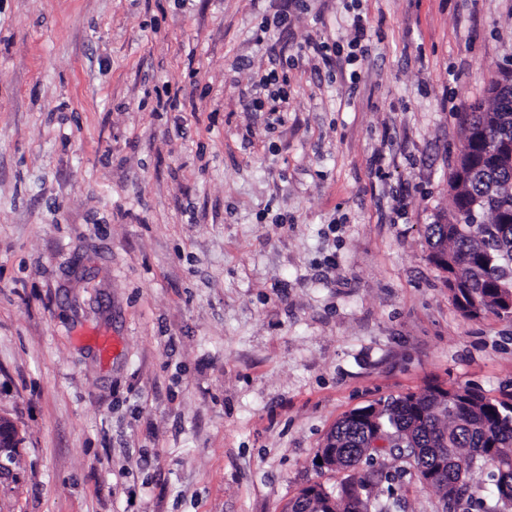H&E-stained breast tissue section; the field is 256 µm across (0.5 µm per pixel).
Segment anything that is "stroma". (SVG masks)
<instances>
[{"instance_id":"stroma-1","label":"stroma","mask_w":512,"mask_h":512,"mask_svg":"<svg viewBox=\"0 0 512 512\" xmlns=\"http://www.w3.org/2000/svg\"><path fill=\"white\" fill-rule=\"evenodd\" d=\"M510 62L512 0H0V512H283L353 409L512 398L425 241ZM19 445L18 431L16 426L7 418L0 416V476L12 470V464L4 458L5 448H15Z\"/></svg>"}]
</instances>
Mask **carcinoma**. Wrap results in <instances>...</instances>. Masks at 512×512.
Here are the masks:
<instances>
[{
    "instance_id": "cac0c4a2",
    "label": "carcinoma",
    "mask_w": 512,
    "mask_h": 512,
    "mask_svg": "<svg viewBox=\"0 0 512 512\" xmlns=\"http://www.w3.org/2000/svg\"><path fill=\"white\" fill-rule=\"evenodd\" d=\"M499 87L488 103L477 102L463 119L467 153L457 156L454 167L469 163L471 176L464 185L448 180L453 208L448 222L428 224L425 239L429 251L448 254V269L456 270L458 307L478 302L483 312L497 313L501 297L512 289V168L497 166L484 154L486 136L512 141V68L501 69L488 91ZM383 430L418 449V459L431 465L448 458V472L430 483L456 512L463 503H481L480 486L472 482L476 471L493 468L496 512H512V460L499 449L512 450V401L491 399L468 388H434L410 399L385 402L379 416ZM327 438L336 439L337 468L367 448L377 455L372 433L346 414ZM389 476L372 470L366 478L346 481L335 495L341 512H387L380 496L394 495L392 486L381 484Z\"/></svg>"
}]
</instances>
